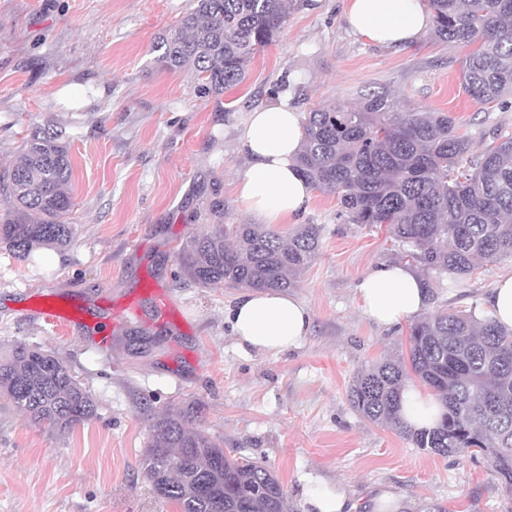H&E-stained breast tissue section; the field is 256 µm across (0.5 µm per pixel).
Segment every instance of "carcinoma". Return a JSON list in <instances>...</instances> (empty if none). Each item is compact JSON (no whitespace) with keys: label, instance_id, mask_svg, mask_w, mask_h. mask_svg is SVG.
Returning <instances> with one entry per match:
<instances>
[{"label":"carcinoma","instance_id":"1","mask_svg":"<svg viewBox=\"0 0 512 512\" xmlns=\"http://www.w3.org/2000/svg\"><path fill=\"white\" fill-rule=\"evenodd\" d=\"M438 43L471 46L462 67L475 102L512 92V0H422ZM288 21L286 0H194L152 46L164 71H195L199 92L219 96L242 83L254 55ZM297 166L311 186L337 195L344 224L385 226L403 256L433 276H465L512 258V137L469 158L471 139L446 112H396L382 94L359 106L307 112ZM66 132L33 127L20 161L0 175L10 207L0 217V245L26 259L76 240L64 216L73 206ZM221 177L202 184L214 229L189 234L177 253L201 288H293L321 247L322 227L280 233L261 224L224 223ZM408 358L370 363L353 377L348 399L371 423L440 457L483 455L512 494V331L461 311L438 308L408 329ZM430 389L444 413L432 429L400 419L409 379ZM0 397L32 425L59 435L91 420L97 402L54 352L15 342L0 355ZM204 407L189 402L157 416L142 465L155 494L180 512H287L277 478L225 448L202 426Z\"/></svg>","mask_w":512,"mask_h":512}]
</instances>
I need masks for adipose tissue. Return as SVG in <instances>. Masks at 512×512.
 I'll return each instance as SVG.
<instances>
[{"instance_id":"ef3b65f1","label":"adipose tissue","mask_w":512,"mask_h":512,"mask_svg":"<svg viewBox=\"0 0 512 512\" xmlns=\"http://www.w3.org/2000/svg\"><path fill=\"white\" fill-rule=\"evenodd\" d=\"M344 19L354 32L386 46L413 43L428 24L418 0H345ZM302 135L300 114L285 99L250 113L241 130L249 164L234 192L242 208L268 226L287 224L310 203L312 188L295 165ZM357 298L361 313L381 325L414 319L428 306L422 279L403 264L372 270L360 283ZM226 319L237 349L276 354L301 346L310 331L311 312L294 296L247 290ZM402 400V419L409 427H428L439 417L437 401L414 383H406ZM300 497L304 512H351L343 493L310 473L302 479Z\"/></svg>"}]
</instances>
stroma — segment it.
<instances>
[{"mask_svg": "<svg viewBox=\"0 0 512 512\" xmlns=\"http://www.w3.org/2000/svg\"><path fill=\"white\" fill-rule=\"evenodd\" d=\"M191 2L0 0V172L18 159L32 125L66 126L74 172L65 220L77 229L73 246L26 260L0 247V344L50 347L98 401L95 418L58 435L0 398V512H178L156 497L141 459L154 417L192 400L205 405L210 435L273 471L288 512H302L297 486L308 473L360 503L392 492L402 512L433 503L512 512L486 458L413 448L350 405L358 370L409 348L407 324L377 325L357 307L361 278L401 260L384 231L341 223L336 195L314 191L301 221L322 226V245L290 290L312 323L302 346L278 357L239 352L224 320L237 289L198 287L175 257L189 233L212 228L195 191L211 173L222 176L225 223H257L234 195L249 163L240 131L250 112L272 104L280 81L302 114L353 108L373 92L402 112L448 113L477 153L512 136V103L467 95V48L426 32L408 46L372 43L347 27L342 0H288L284 30L255 55L245 81L206 97L191 69L152 64L155 36ZM505 274L511 258L433 279V305L477 313ZM157 289L173 306L165 322L154 312ZM47 299L75 330L40 315ZM126 305L148 337L140 354L122 329L110 348L98 344L99 322Z\"/></svg>", "mask_w": 512, "mask_h": 512, "instance_id": "1", "label": "stroma"}]
</instances>
